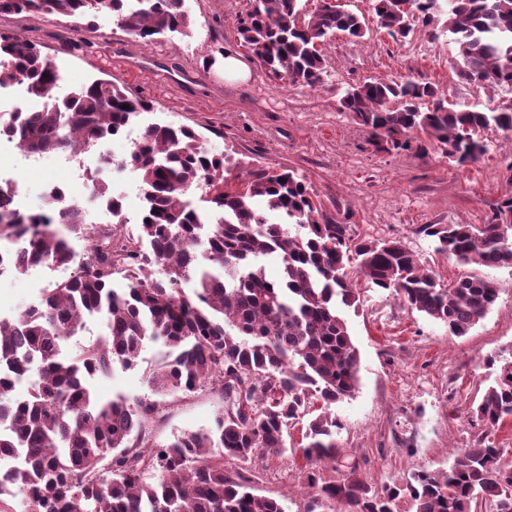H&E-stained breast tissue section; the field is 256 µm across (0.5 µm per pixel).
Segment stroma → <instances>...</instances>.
Returning <instances> with one entry per match:
<instances>
[{
  "instance_id": "1",
  "label": "stroma",
  "mask_w": 512,
  "mask_h": 512,
  "mask_svg": "<svg viewBox=\"0 0 512 512\" xmlns=\"http://www.w3.org/2000/svg\"><path fill=\"white\" fill-rule=\"evenodd\" d=\"M341 2L364 16L368 31L360 42L339 33L324 41L327 72L315 89L275 84L240 45L238 22L253 0H184L187 35L148 44L108 15L81 30L57 14L3 15L0 31L37 43L70 88L105 78L151 102L153 111L140 114L138 124L188 125L209 150L231 153L242 170L285 167L304 176L327 214L353 224L358 234L400 239L441 284L464 272L494 283L496 306L468 334L455 337L443 324L409 312L389 292L356 281L359 303L346 318L359 352L360 386L333 407L343 425L340 455L320 469L322 481L338 482L354 471L380 486L420 470L445 471L485 435L512 461V421L489 433L474 415L496 376L488 357L512 352V269L460 266L419 232L424 224L487 222L497 203L512 198V143L503 132L486 131L487 152L464 167L437 151L424 158L411 150L378 152L340 105L350 86L400 76L434 84L462 108L512 104V90L459 81L447 37L419 26L397 41L380 28L371 0ZM228 52L247 62V80L225 79ZM19 178L28 208L37 212L45 205L46 184L70 185L72 173L48 153ZM54 282L47 270L1 280L0 315L30 308ZM167 358V348L149 343L135 366L114 367L89 384L102 399L149 398L148 378ZM223 405L221 393L209 386L170 398L164 422L153 427V443L212 428ZM304 431L301 423L291 427L292 454L268 455L251 466L255 494L281 499L288 512H307L310 501L299 449Z\"/></svg>"
}]
</instances>
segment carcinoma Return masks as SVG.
Listing matches in <instances>:
<instances>
[{"instance_id":"cac0c4a2","label":"carcinoma","mask_w":512,"mask_h":512,"mask_svg":"<svg viewBox=\"0 0 512 512\" xmlns=\"http://www.w3.org/2000/svg\"><path fill=\"white\" fill-rule=\"evenodd\" d=\"M183 0H0V16L51 13L81 19L110 14L145 43L182 32ZM301 0H254L240 21L242 46L268 78L316 88L326 73L319 46L336 33L355 40L366 24L342 5L306 15ZM381 27L406 39L417 25L440 21L455 46V75L474 85L512 89V0H373ZM22 78L34 97L50 98L61 80L57 66L31 41L0 33V86ZM341 107L369 130L376 151L438 150L459 167L486 152L483 133L512 132V104L462 109L430 83L410 78L372 80L350 87ZM153 109L108 79L71 91L60 107L16 112L8 126L27 145L54 153L78 134L92 144L118 135ZM117 162L109 160L108 165ZM137 172L145 207L128 226L121 201L109 198L117 233L58 214L52 202L27 218L0 214V243L18 258L14 274L75 261L68 234L91 241L92 251L71 278L43 291L39 306L0 318V455L17 457L15 484L28 512H286L271 497L252 492V478L224 470V458L250 464L259 455L288 453V426L312 413L302 454L309 464L336 461L342 423L331 406L359 389V357L340 307L357 305L347 269L371 287L389 290L410 312L433 319L450 336H464L495 306L498 290L477 275L445 288L398 239L355 234L353 225L323 213L303 177L257 169L233 180L231 155L214 154L190 126L152 122L117 163ZM201 190L205 208L189 193ZM266 200L259 211L252 200ZM419 232L435 250L462 266L512 268V199L486 224H424ZM275 256L282 277L269 281L262 259ZM161 266L165 277L155 276ZM103 320V332L76 358L63 344ZM148 342L169 349L163 369L149 379L163 396L189 394L210 384L224 396L214 427L153 445L149 425L163 402L118 396L98 400L86 379L132 366ZM499 365L494 384L477 406L488 431L512 419V358ZM35 375L28 396H12L14 375ZM504 449L482 437L446 471L416 472L380 487L355 473L336 483L307 475L321 504L340 500L349 512H477L490 500L512 512V468Z\"/></svg>"}]
</instances>
